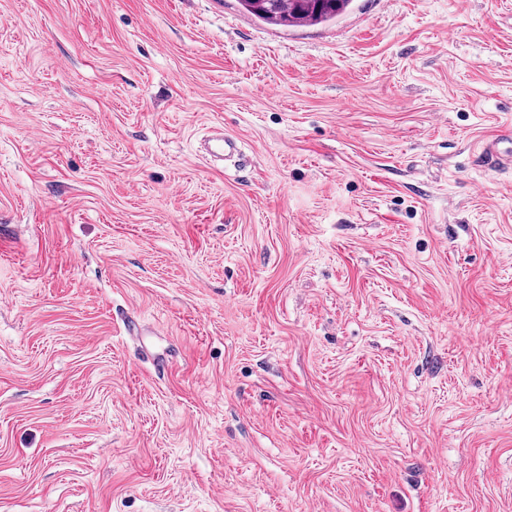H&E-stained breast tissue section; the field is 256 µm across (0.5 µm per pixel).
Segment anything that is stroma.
<instances>
[{"instance_id": "1", "label": "stroma", "mask_w": 512, "mask_h": 512, "mask_svg": "<svg viewBox=\"0 0 512 512\" xmlns=\"http://www.w3.org/2000/svg\"><path fill=\"white\" fill-rule=\"evenodd\" d=\"M511 134L512 0H0V512H512ZM353 0H239L243 11L273 25H317L345 13ZM208 152L214 156H233L238 151V141L231 136L225 135L224 132L217 131L210 139H208Z\"/></svg>"}]
</instances>
